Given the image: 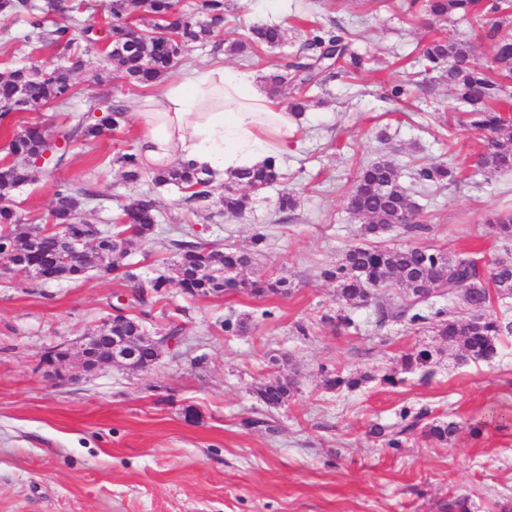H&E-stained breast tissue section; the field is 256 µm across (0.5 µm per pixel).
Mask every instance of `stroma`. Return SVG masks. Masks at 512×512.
Returning <instances> with one entry per match:
<instances>
[{"instance_id": "35a3bbf8", "label": "stroma", "mask_w": 512, "mask_h": 512, "mask_svg": "<svg viewBox=\"0 0 512 512\" xmlns=\"http://www.w3.org/2000/svg\"><path fill=\"white\" fill-rule=\"evenodd\" d=\"M229 6L224 29L188 47L185 69L220 60L265 79L274 65L299 54L306 15L344 32L372 58L356 79L310 89L292 152L280 162L283 179L252 194L242 214L223 213L217 198L195 203L147 180L127 185L107 166L113 154L138 144L137 115L152 110L160 89L104 78L101 55L81 38L74 49L85 66L74 78V98L1 124L0 161L13 134L28 124H43L58 138L88 106L101 116L122 104L125 130L104 131L89 150L71 146L67 165L34 168L33 182L13 191L23 221L46 223L60 181L92 187L97 197L83 211L101 227L111 225L127 196L147 192L159 218L151 240L129 248L127 261L139 278L171 274L167 243L189 222L203 242L247 251L253 236L264 234L253 270L286 278L291 293L203 298L169 283L155 297L146 328L165 332L175 318L184 332L155 367L106 364L87 372L72 365L56 375L42 363L48 348L96 331L113 306L139 315L131 282L93 267L77 281L42 283L0 267V512H441L452 493L468 496L472 512H499L500 503L512 500V335L500 337L492 361L462 363L432 324L403 318L377 324L374 304L350 309L354 327L338 328L328 321L338 308L336 288L321 276L364 243L466 253L488 269L512 259V248L486 224L493 213H512V173L478 167L479 133L466 126L440 72L418 64L432 38L470 37L469 21L411 14L405 0H230ZM261 23L282 27L279 46L229 52L248 26ZM22 28L0 17V74L18 63L49 68L60 61L57 47L17 42ZM400 83L407 94L392 97ZM380 159L399 168L428 232L362 236L363 221L346 202L358 169ZM429 163L456 168L458 182L418 186L413 175ZM285 189L297 198L295 210L278 209ZM228 317L244 320L245 330L225 333ZM299 323L309 325L308 335H298ZM423 348L434 353L429 373L383 383L402 354ZM336 370L367 380L354 390H332L324 378ZM276 376L293 381L296 392L283 408L269 410L255 390ZM421 406L456 421L457 435L439 445L418 429L397 452L370 436L372 425L394 423L402 408ZM479 420L486 426L476 435L471 427Z\"/></svg>"}]
</instances>
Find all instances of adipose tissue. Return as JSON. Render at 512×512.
I'll return each mask as SVG.
<instances>
[{"label":"adipose tissue","mask_w":512,"mask_h":512,"mask_svg":"<svg viewBox=\"0 0 512 512\" xmlns=\"http://www.w3.org/2000/svg\"><path fill=\"white\" fill-rule=\"evenodd\" d=\"M139 118L138 154L147 164L194 162L222 177L282 158L297 133L293 114L252 71L221 65L168 85L157 107Z\"/></svg>","instance_id":"ef3b65f1"}]
</instances>
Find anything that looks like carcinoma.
I'll return each mask as SVG.
<instances>
[{
  "label": "carcinoma",
  "mask_w": 512,
  "mask_h": 512,
  "mask_svg": "<svg viewBox=\"0 0 512 512\" xmlns=\"http://www.w3.org/2000/svg\"><path fill=\"white\" fill-rule=\"evenodd\" d=\"M131 0H107L106 17L102 24H91L83 31L87 41L127 43L134 41L133 52L112 59L107 71H115L137 86L146 88L162 76L177 69L184 58L185 47L202 41L214 31L224 28L226 0H196L192 11L181 12L175 0H147L150 19L133 31L127 26ZM423 7L434 19L444 20L450 14L470 18L474 36L489 42L494 49L497 72L488 73L471 65V40H448L444 37L429 42L422 52V65L428 70L446 73L448 87L455 98L466 105L469 125L483 136L481 166L488 172L512 171V122L505 113L512 108V95L507 81H512V27L505 21L489 23L490 14L512 8V0H410L409 8ZM74 6L65 0H45L42 6L29 0H0V14L29 15L28 30L23 35L27 43L49 42L64 49V64L39 75L32 67L22 65L6 75H0V114L31 112L50 103L65 105L74 95V76L84 66L83 56L72 50L76 37L65 21ZM277 26L254 24L248 29L247 42H233L229 51L235 52L249 43L254 46L275 47L282 41ZM372 59L350 50V43L321 25L307 31L303 55L298 61L276 65L268 77L277 91H292L289 109L297 115L304 109L302 94L317 82L339 76L350 77ZM129 123L122 105H114L99 119L86 112L64 134L69 143L89 145L99 138L104 128L120 131ZM53 151L52 166L66 165L68 152L54 148L38 124H31L16 133L9 142L13 162L0 164V259L10 264V270L28 277L29 266L37 260L56 258L71 249L72 240L81 237L94 243L98 259L107 272H120L122 277L135 275L125 270L123 260L128 255L131 239L145 240L153 232L158 218V206L148 194L129 197L122 205L112 232L100 234L99 228L78 216L76 203H88L96 193L87 185L63 183L54 194L48 224H26L10 204V192L31 181L30 166L19 163L21 158H38ZM109 163L122 170L125 180L137 184L149 179L156 186L173 185L188 194L187 200L203 202L212 196L213 174L191 163L162 168H147L135 152L116 153ZM283 173L278 164L256 170H243L224 181L220 204L224 212L245 211L250 198L239 192L244 186L258 192L280 182ZM414 181L421 185L448 184L456 181L455 171L443 164H430L417 169ZM348 211L368 220L364 233L377 235L396 229L401 233L425 232L428 227L415 220V205L402 185L399 169L392 163L379 161L368 164L358 172L348 197ZM496 238L512 241V214L487 220ZM177 260L178 284L191 296H219L233 291L252 297L266 298L288 294L290 285L283 279H263L252 271V254L232 248H220L198 241L189 227L182 237L171 243ZM322 277L336 283V298L341 308L329 317L338 328H350L353 319L346 309L369 304L374 290L400 286L406 290L407 303L393 306L376 305L377 323L392 318L408 317L412 325L436 323V335L457 343L462 348L458 360L490 361L498 354V338L512 334V321L490 312V289L485 280L491 279L498 298H512V260L494 263L490 275L484 274L479 260L465 255H449L440 250L409 247L390 250L375 245H360L348 249L342 260L322 271ZM168 277L161 274L134 284V298L145 307L153 303V295L167 286ZM460 294L471 311L468 318H452L443 308H435L434 297ZM429 314H424V309ZM433 364V354L427 349L416 350L401 358V371H426ZM326 385L331 389H352L360 385L363 376H344L337 371L327 373ZM294 392L291 381L277 377L256 389V397L268 409L284 406ZM426 408L404 407L398 420L389 425L375 424L370 435L392 450L403 446L407 436L417 428L438 443L453 437L458 424L450 420L426 422ZM443 512H471L468 497L448 495Z\"/></svg>",
  "instance_id": "carcinoma-1"
}]
</instances>
